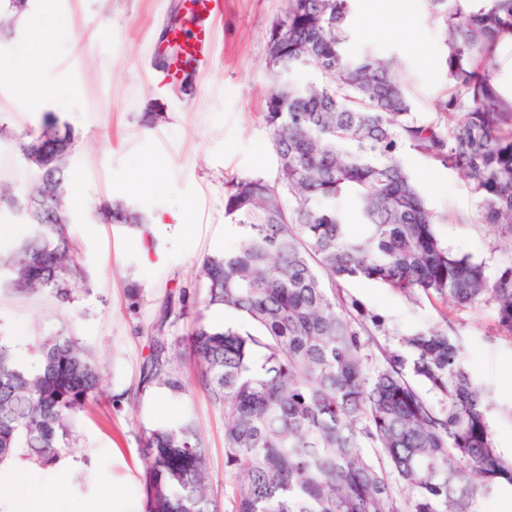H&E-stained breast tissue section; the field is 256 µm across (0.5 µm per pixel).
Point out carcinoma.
Instances as JSON below:
<instances>
[{
  "instance_id": "carcinoma-1",
  "label": "carcinoma",
  "mask_w": 512,
  "mask_h": 512,
  "mask_svg": "<svg viewBox=\"0 0 512 512\" xmlns=\"http://www.w3.org/2000/svg\"><path fill=\"white\" fill-rule=\"evenodd\" d=\"M354 0H287L271 28L274 83L264 121L277 157L273 180L241 177L224 194L238 247L205 257L204 303L244 316L251 328L191 321L185 344L198 382L224 410L228 512H481L512 492V460L496 447L488 392L466 370L460 346L427 328L382 351L367 369L380 318L336 297L355 279L409 298L461 309L493 307L512 334V262L491 277L484 263L448 246L405 166L412 149L458 172L477 220L512 250V94L498 79V51L512 47V0H427L449 91L424 122L412 111L401 65L372 50L346 52ZM13 0H0L11 33ZM308 68L297 83L291 73ZM44 140L46 167L27 193L43 223L0 272L19 292L72 298L71 243L57 200L66 193L69 128L45 117L21 136ZM102 218L149 234L148 218L121 204ZM186 289L170 297L160 325L189 319ZM141 385L187 392L166 339L152 338ZM40 365H19L0 338V466L18 454L53 467L69 452V421L101 393L90 352L68 336L38 345ZM145 512H218L194 423L143 439ZM374 450L369 457L364 449Z\"/></svg>"
}]
</instances>
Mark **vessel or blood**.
<instances>
[{"label":"vessel or blood","mask_w":512,"mask_h":512,"mask_svg":"<svg viewBox=\"0 0 512 512\" xmlns=\"http://www.w3.org/2000/svg\"><path fill=\"white\" fill-rule=\"evenodd\" d=\"M215 0H185L186 8L192 13L195 23L191 33L171 29L168 40L181 46L180 52L173 56L167 68L159 78L162 85L179 82L187 72H205L215 61L214 31L211 16Z\"/></svg>","instance_id":"obj_1"}]
</instances>
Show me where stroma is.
<instances>
[{
  "label": "stroma",
  "mask_w": 512,
  "mask_h": 512,
  "mask_svg": "<svg viewBox=\"0 0 512 512\" xmlns=\"http://www.w3.org/2000/svg\"><path fill=\"white\" fill-rule=\"evenodd\" d=\"M184 0H55L59 18L50 48L39 60L41 77L61 89L58 103L36 106L0 79V184L23 193L30 174L18 158L14 136L40 129L46 114L71 127L76 143L68 161L65 206L74 259L83 279L70 302L50 293L18 294L0 281V336L15 358L37 368L38 343L65 335L89 349L103 377V394L73 421L75 448L59 468L33 466L35 478L66 502L119 497L124 512H144V431L192 419L207 452L213 494L224 496V412L198 383V369L182 357L186 394L141 387L140 365L149 352L164 304L187 288L206 322L241 324L233 312L205 308L196 288L199 262L236 249L237 232L224 219V193L235 177L274 179L277 158L264 120L273 86L267 64L269 30L286 0H216L213 15L216 62L187 85L159 87L162 42L174 26H189ZM376 0H356L349 51L373 49L406 68L417 116L434 120L448 89L440 63L441 40L426 0H406L397 30L360 20ZM403 161L428 204L448 220L436 227L452 248L482 261L489 274L512 262L497 233L476 223L475 201L457 172L404 150ZM120 203L153 223L150 240L125 224L102 221L103 202ZM142 290L128 310L130 284ZM337 294L381 316L384 327L369 350L368 367L381 365V349L401 337L436 327L462 348L466 367L493 400L489 421L496 446L512 458V336L499 331L490 308L457 309L441 300L409 299L381 284L342 283Z\"/></svg>",
  "instance_id": "obj_1"
}]
</instances>
